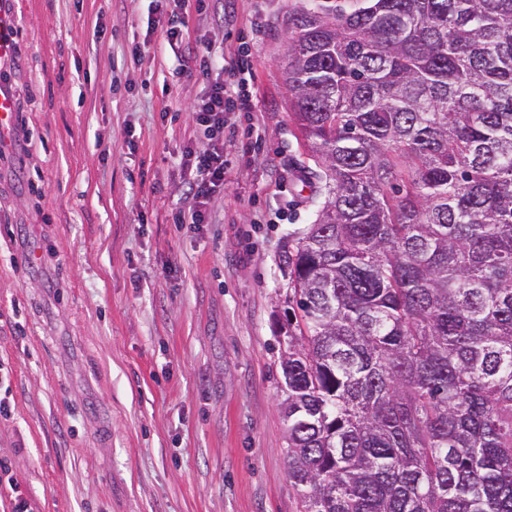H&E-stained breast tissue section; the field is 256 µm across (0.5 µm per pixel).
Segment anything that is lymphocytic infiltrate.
Listing matches in <instances>:
<instances>
[{"mask_svg":"<svg viewBox=\"0 0 512 512\" xmlns=\"http://www.w3.org/2000/svg\"><path fill=\"white\" fill-rule=\"evenodd\" d=\"M175 6L160 26V39L164 46L180 52L189 70L197 72L206 82L204 95L193 106L195 121L204 126L211 136L210 143L195 144L183 152V166L189 177L183 184V195L189 200L188 221L207 223L205 206L217 189L224 185V152L215 143L224 133L225 116L231 112H252L258 101L245 93L241 82L225 83L224 69L243 72L240 60L225 61L223 50L208 42H189L187 7L189 0H171Z\"/></svg>","mask_w":512,"mask_h":512,"instance_id":"1","label":"lymphocytic infiltrate"}]
</instances>
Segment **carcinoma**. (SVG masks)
<instances>
[{
    "mask_svg": "<svg viewBox=\"0 0 512 512\" xmlns=\"http://www.w3.org/2000/svg\"><path fill=\"white\" fill-rule=\"evenodd\" d=\"M315 217L288 235L304 512H512V0L288 18Z\"/></svg>",
    "mask_w": 512,
    "mask_h": 512,
    "instance_id": "1",
    "label": "carcinoma"
}]
</instances>
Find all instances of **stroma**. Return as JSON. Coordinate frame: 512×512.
Returning <instances> with one entry per match:
<instances>
[{"mask_svg":"<svg viewBox=\"0 0 512 512\" xmlns=\"http://www.w3.org/2000/svg\"><path fill=\"white\" fill-rule=\"evenodd\" d=\"M232 0L191 39L250 55L212 221L182 151L205 84L151 37L150 0H0L18 116L0 145V460L32 512H304L288 473L283 255L313 219L289 118V13Z\"/></svg>","mask_w":512,"mask_h":512,"instance_id":"stroma-1","label":"stroma"}]
</instances>
